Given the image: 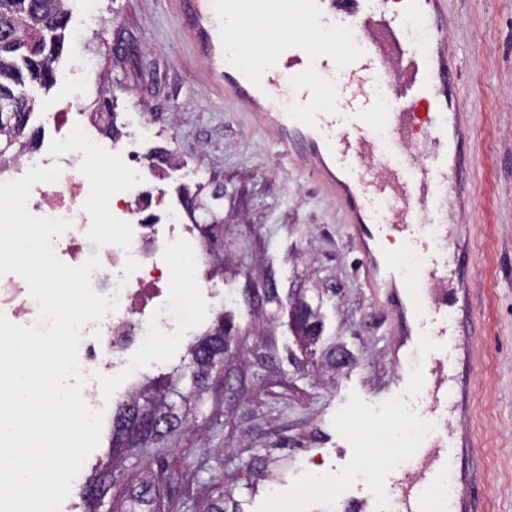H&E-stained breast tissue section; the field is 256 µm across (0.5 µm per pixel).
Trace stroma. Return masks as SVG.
<instances>
[{"label": "stroma", "instance_id": "obj_1", "mask_svg": "<svg viewBox=\"0 0 512 512\" xmlns=\"http://www.w3.org/2000/svg\"><path fill=\"white\" fill-rule=\"evenodd\" d=\"M447 46L457 60L460 95L451 109L472 124L470 184L462 221L473 277L466 297L474 335L452 351L449 382L462 388L454 410L415 411L419 390L398 376L421 356L395 351L397 333L415 330L367 287L364 257L352 241L341 204L306 170L270 145L257 116L225 101L205 64L193 57L171 0H101L104 21L86 27L84 0H67L69 29L85 32L84 51L105 76L115 109L150 112L165 132L151 151H172L181 169L164 191L194 196L197 184L219 190L213 206L224 219V279L204 299V318L178 341L153 337L132 361L136 382L191 381L187 348L216 322L229 331L222 369L199 398L177 402L186 423L158 447L123 449L96 512H126L129 476L152 472L162 512H206L223 497L224 512H340L338 498L368 496L372 512H388L386 486L398 473L397 448L420 443L421 423L470 441L457 477L475 481L480 512H512V0H443ZM64 46L51 88L25 82L38 110L60 101L80 80ZM276 301H268L267 290ZM317 310L320 333L306 352L288 327L295 302ZM335 353V370L320 374L312 359ZM123 377L110 382L100 406L99 447L75 478L61 512H86L87 479L112 460V422L123 404ZM382 459L366 469L364 461Z\"/></svg>", "mask_w": 512, "mask_h": 512}]
</instances>
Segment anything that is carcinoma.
<instances>
[{
    "instance_id": "cac0c4a2",
    "label": "carcinoma",
    "mask_w": 512,
    "mask_h": 512,
    "mask_svg": "<svg viewBox=\"0 0 512 512\" xmlns=\"http://www.w3.org/2000/svg\"><path fill=\"white\" fill-rule=\"evenodd\" d=\"M68 22L66 0H0V106L11 99L20 101L13 118L5 121L0 117V159L15 145L34 137L28 123L35 104L19 93L17 86L26 78L46 88L53 84ZM226 337L224 319L220 318L210 334L190 347L195 390L224 362ZM172 387L164 383L152 388L150 396L142 393L126 403L112 420V445L149 448L181 422L175 406L167 402Z\"/></svg>"
}]
</instances>
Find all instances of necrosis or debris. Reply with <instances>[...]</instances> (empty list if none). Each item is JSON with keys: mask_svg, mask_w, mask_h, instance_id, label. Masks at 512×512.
Segmentation results:
<instances>
[{"mask_svg": "<svg viewBox=\"0 0 512 512\" xmlns=\"http://www.w3.org/2000/svg\"><path fill=\"white\" fill-rule=\"evenodd\" d=\"M84 80L76 94L45 113L38 139H61L74 126H82L88 136L109 151L121 153L128 166L143 178L130 190L116 193L110 200L112 214L129 222L134 230L130 251L109 244L96 247L87 233L92 224L84 208L89 194L88 179L80 172L81 153L67 152L51 156L40 147L27 149L8 166L0 165V182L23 177L35 165L58 166L61 175L56 182L36 183L30 192L28 208L34 215L65 218L71 226L54 238V250L66 264H83L90 254H98L101 266L92 275L97 293L119 296L116 312L102 320L88 323L78 358L87 378L82 395L89 407H96L99 395L105 391L108 373L128 375L125 355L142 349L146 337L159 334L172 340L180 336L184 317L172 301L173 281L193 288L198 294L209 292L203 257L213 235L204 231L199 220L193 219L180 201H163L158 187L166 170L176 168L174 156L142 155L140 145L153 138L150 122L141 123L127 136H120L111 127L107 113H98L96 121L86 120L88 95L103 87V77L84 59L73 62ZM134 256L141 267L132 276H125L126 256ZM178 258L179 268H172L171 258ZM0 313L19 319L35 328H43L38 308L27 282L15 273L0 277Z\"/></svg>", "mask_w": 512, "mask_h": 512, "instance_id": "4bbe7bcc", "label": "necrosis or debris"}]
</instances>
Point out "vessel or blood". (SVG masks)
Segmentation results:
<instances>
[{"label":"vessel or blood","instance_id":"b4317fda","mask_svg":"<svg viewBox=\"0 0 512 512\" xmlns=\"http://www.w3.org/2000/svg\"><path fill=\"white\" fill-rule=\"evenodd\" d=\"M174 2L181 25L193 37L196 57L222 84L225 99L261 113L269 142L297 167L312 168L325 190L340 200L365 250L368 287L396 301L398 285L405 279L400 257L380 259L367 248L382 230L375 219L378 201L390 204L389 222L410 246L423 243L419 224L435 225L444 246L429 251L415 282L424 295L416 306L418 349H432L451 334L471 335L473 320H449L446 300L436 295L443 275L461 285L471 274L465 229L451 221L452 207L461 206L467 193L470 128L464 115L447 109V97L457 89L458 65L446 50L448 18L442 4L428 14L422 0H407V18L423 22L427 34L420 46L398 29L379 0H266L267 14L300 18L304 26L322 32L326 43L314 52L291 30H281L268 57L244 73L231 56L237 30L226 18H246L249 0ZM323 72L344 74L343 85L326 84L321 90L343 98L349 121L333 112L306 109L313 79ZM375 84L398 88L391 111H380L371 98L368 89ZM422 104L428 105V113H418ZM419 125L425 128L433 160L415 165L409 177L398 159ZM378 126L390 133L388 151H381L373 137ZM409 384L424 386L431 408L452 403L453 390L431 381L428 373L412 375ZM407 456L419 462L420 469L414 480L394 479L391 492L405 512H422L431 490L450 476L455 450L436 442L408 449Z\"/></svg>","mask_w":512,"mask_h":512}]
</instances>
